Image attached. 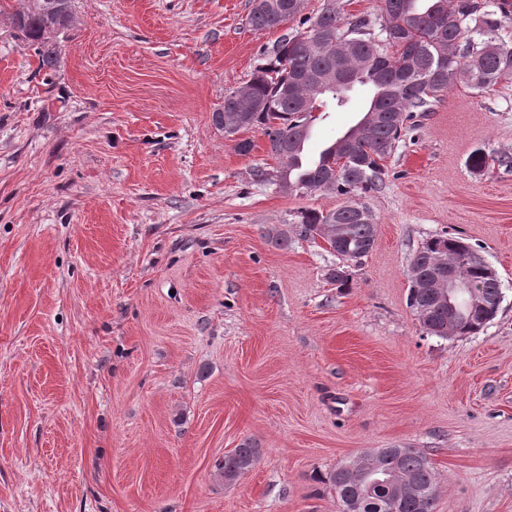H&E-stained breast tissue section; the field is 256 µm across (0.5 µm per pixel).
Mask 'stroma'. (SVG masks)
Here are the masks:
<instances>
[{"mask_svg": "<svg viewBox=\"0 0 512 512\" xmlns=\"http://www.w3.org/2000/svg\"><path fill=\"white\" fill-rule=\"evenodd\" d=\"M28 5L0 0V512H340L337 465L407 447L436 512H512V85L414 117L340 288L296 222L343 196L258 180L263 132L243 155L212 121L275 39L250 0H73L52 69L8 21ZM370 96L328 104L309 154ZM443 231L501 281L472 336L427 335L407 303ZM246 440L259 458L222 481Z\"/></svg>", "mask_w": 512, "mask_h": 512, "instance_id": "obj_1", "label": "stroma"}]
</instances>
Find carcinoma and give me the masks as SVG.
<instances>
[{
  "mask_svg": "<svg viewBox=\"0 0 512 512\" xmlns=\"http://www.w3.org/2000/svg\"><path fill=\"white\" fill-rule=\"evenodd\" d=\"M303 8L304 0H252L249 21L254 29L274 30L296 18L301 29L279 36L247 84L224 95V127L263 131L270 156L280 163L275 180L306 193L332 190L346 197L333 211L301 212L298 227L301 236L318 235L332 252L358 261L372 250L377 224L356 197L378 188L383 161L399 142L406 121L415 112L431 111L440 96L459 83L488 91L511 82L512 42L498 36L501 21L481 0H383L379 22L365 16L349 20L339 4L304 18ZM44 24V15L27 10L19 31L36 46L42 65L51 68L58 53L43 36ZM330 34L347 40L343 65L356 72L357 83L371 88L372 98L359 122L325 148L308 171L300 162L313 113L326 98L338 106L347 103L348 89L329 84L335 65L324 37ZM461 241L447 234L425 240L407 276L414 270L428 274L432 258ZM457 274L488 306L498 304V278L472 264L458 266ZM407 301L411 308L421 302L433 305L419 323L432 336L448 337V307L435 304L432 289L411 284ZM456 309L459 336L473 335L487 324L485 310L474 307L468 293L457 296ZM260 453L245 441L216 462V470L224 480L236 477ZM373 453L380 470L401 476L404 489L382 486L363 493L353 472L340 465L329 477L339 505L353 500L355 512H387L389 500L396 497L398 512H435L439 477L423 451L378 448Z\"/></svg>",
  "mask_w": 512,
  "mask_h": 512,
  "instance_id": "carcinoma-1",
  "label": "carcinoma"
}]
</instances>
